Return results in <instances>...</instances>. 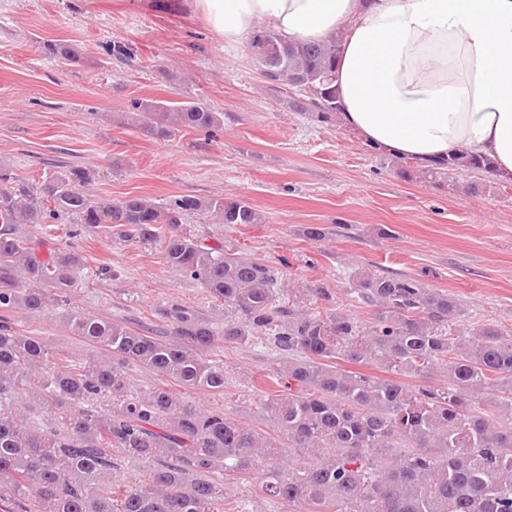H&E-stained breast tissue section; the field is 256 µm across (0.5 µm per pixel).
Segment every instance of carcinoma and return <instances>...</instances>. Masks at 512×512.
<instances>
[{
    "label": "carcinoma",
    "instance_id": "1",
    "mask_svg": "<svg viewBox=\"0 0 512 512\" xmlns=\"http://www.w3.org/2000/svg\"><path fill=\"white\" fill-rule=\"evenodd\" d=\"M249 48L271 87L301 83L307 102L291 106L313 107L321 123L337 120L338 40L287 43L259 29ZM45 49L79 59L65 43ZM131 109L144 133L163 140L190 131L214 138L224 125L221 113L192 96L171 105L134 100ZM395 165L401 177L448 192L457 190L451 175L459 171L490 172L488 159L470 154ZM89 179L71 167L33 186L0 162V501L14 512H224L226 483L211 478L222 470L251 479L288 512H512V331L469 327L447 292L361 267L345 292L375 309L366 325L334 304L325 283L287 288L288 263L247 259L184 224L192 213L230 228L263 223L247 201L112 202L84 191ZM65 217L159 247L169 269L224 306V322L170 302L161 309L169 332L148 336L85 314L72 302L83 256L43 253V241L22 232ZM320 301L330 306L316 308ZM52 310L95 353L70 360L9 318ZM255 340L285 355L271 375L280 390L261 399L271 431L200 409L171 388L224 394L218 348ZM131 364L161 381L133 389ZM438 372L446 384L425 383ZM23 396L51 419L27 420L18 407ZM125 458L141 464L137 478H118Z\"/></svg>",
    "mask_w": 512,
    "mask_h": 512
}]
</instances>
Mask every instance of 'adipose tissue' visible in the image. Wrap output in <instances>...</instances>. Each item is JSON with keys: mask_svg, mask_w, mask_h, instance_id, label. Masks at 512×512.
Instances as JSON below:
<instances>
[{"mask_svg": "<svg viewBox=\"0 0 512 512\" xmlns=\"http://www.w3.org/2000/svg\"><path fill=\"white\" fill-rule=\"evenodd\" d=\"M235 43L338 37L339 123L421 165L464 151L512 180V0H194Z\"/></svg>", "mask_w": 512, "mask_h": 512, "instance_id": "adipose-tissue-1", "label": "adipose tissue"}]
</instances>
